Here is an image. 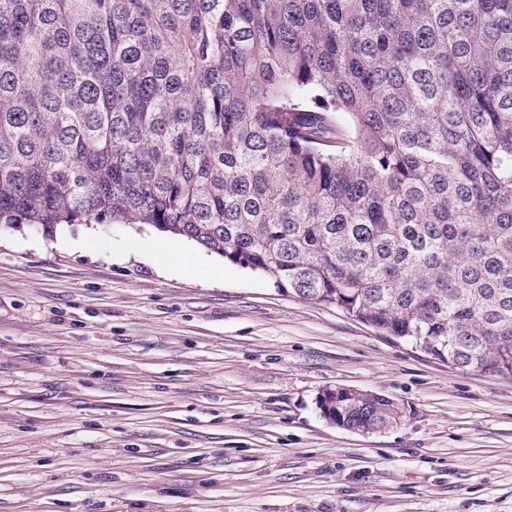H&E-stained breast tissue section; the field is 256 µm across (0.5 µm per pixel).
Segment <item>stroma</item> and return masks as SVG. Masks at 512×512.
<instances>
[{
  "label": "stroma",
  "mask_w": 512,
  "mask_h": 512,
  "mask_svg": "<svg viewBox=\"0 0 512 512\" xmlns=\"http://www.w3.org/2000/svg\"><path fill=\"white\" fill-rule=\"evenodd\" d=\"M336 387L399 421L330 424ZM0 512H512V379L147 224L7 229Z\"/></svg>",
  "instance_id": "1"
}]
</instances>
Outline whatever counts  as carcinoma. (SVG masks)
Returning a JSON list of instances; mask_svg holds the SVG:
<instances>
[{"label": "carcinoma", "mask_w": 512, "mask_h": 512, "mask_svg": "<svg viewBox=\"0 0 512 512\" xmlns=\"http://www.w3.org/2000/svg\"><path fill=\"white\" fill-rule=\"evenodd\" d=\"M92 221L512 378V0H0V229Z\"/></svg>", "instance_id": "carcinoma-1"}]
</instances>
